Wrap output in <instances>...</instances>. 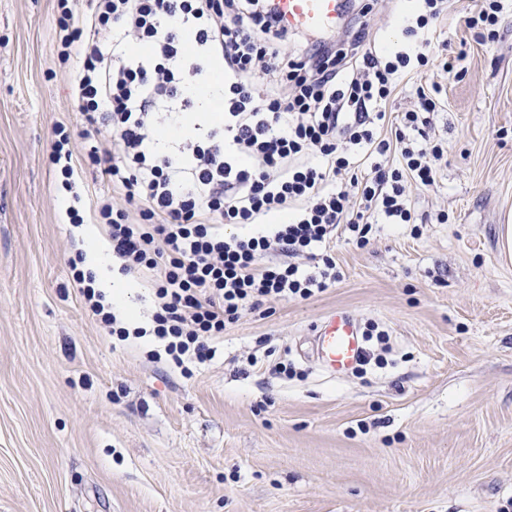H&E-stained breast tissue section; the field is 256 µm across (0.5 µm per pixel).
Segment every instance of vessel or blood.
<instances>
[{
    "label": "vessel or blood",
    "mask_w": 512,
    "mask_h": 512,
    "mask_svg": "<svg viewBox=\"0 0 512 512\" xmlns=\"http://www.w3.org/2000/svg\"><path fill=\"white\" fill-rule=\"evenodd\" d=\"M289 28L317 33L335 27L345 0H273ZM318 355L325 368L334 374L352 369L364 348L352 319L344 314L331 316L317 336Z\"/></svg>",
    "instance_id": "vessel-or-blood-1"
}]
</instances>
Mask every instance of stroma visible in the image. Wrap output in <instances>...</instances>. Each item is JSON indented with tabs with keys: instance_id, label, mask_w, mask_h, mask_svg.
I'll list each match as a JSON object with an SVG mask.
<instances>
[{
	"instance_id": "1",
	"label": "stroma",
	"mask_w": 512,
	"mask_h": 512,
	"mask_svg": "<svg viewBox=\"0 0 512 512\" xmlns=\"http://www.w3.org/2000/svg\"><path fill=\"white\" fill-rule=\"evenodd\" d=\"M449 0L460 58L431 137L436 186L405 184L414 223L336 235L340 281L307 299L245 307L224 353L184 375L151 337L108 335L72 287L68 260L97 252L125 320L146 284L112 271L101 225L70 224L106 192L84 159L61 61L56 0H0V512H512V0L486 43ZM409 0H357L329 37L369 23L398 44ZM70 136L73 190L51 156ZM343 312L385 362L335 375L317 329ZM293 368L286 376L267 361Z\"/></svg>"
}]
</instances>
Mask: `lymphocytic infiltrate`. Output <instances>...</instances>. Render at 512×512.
Segmentation results:
<instances>
[{
    "label": "lymphocytic infiltrate",
    "instance_id": "1",
    "mask_svg": "<svg viewBox=\"0 0 512 512\" xmlns=\"http://www.w3.org/2000/svg\"><path fill=\"white\" fill-rule=\"evenodd\" d=\"M62 55L79 52L74 101L95 139L88 164L111 184L94 204L122 274L151 283L148 320L127 324L96 275L69 261L86 307L119 339L152 336L182 372L212 361L245 303L306 299L341 277L326 248L337 229L365 246L374 216L412 223L404 182L436 183L444 156L428 129L442 85L417 86L393 139L385 123L400 74L428 67L447 46L437 21L448 0H417L404 47L377 51L368 25L348 48L317 39L287 54L291 35L269 0H93L86 20L58 0ZM224 63L219 122L199 113L177 150L152 133L156 117L182 126ZM398 151L392 168L382 159ZM137 202L138 221L114 195ZM239 226L228 235L225 225ZM285 262L262 264L268 253Z\"/></svg>",
    "mask_w": 512,
    "mask_h": 512
}]
</instances>
